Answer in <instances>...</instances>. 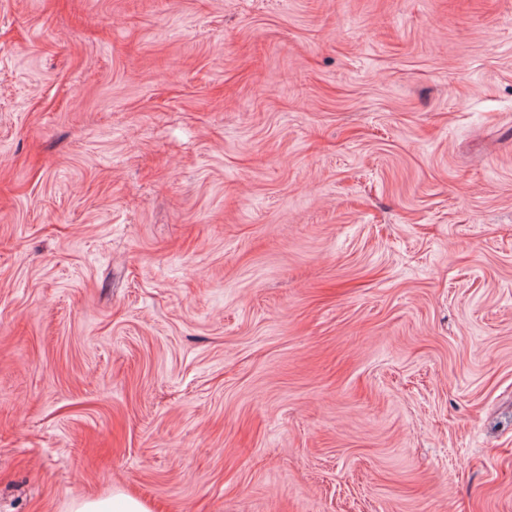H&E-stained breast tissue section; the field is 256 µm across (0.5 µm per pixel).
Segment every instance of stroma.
<instances>
[{
	"instance_id": "1",
	"label": "stroma",
	"mask_w": 512,
	"mask_h": 512,
	"mask_svg": "<svg viewBox=\"0 0 512 512\" xmlns=\"http://www.w3.org/2000/svg\"><path fill=\"white\" fill-rule=\"evenodd\" d=\"M512 512V0H0V512ZM70 512H152V508L143 500L117 489L105 499H78L72 503Z\"/></svg>"
}]
</instances>
